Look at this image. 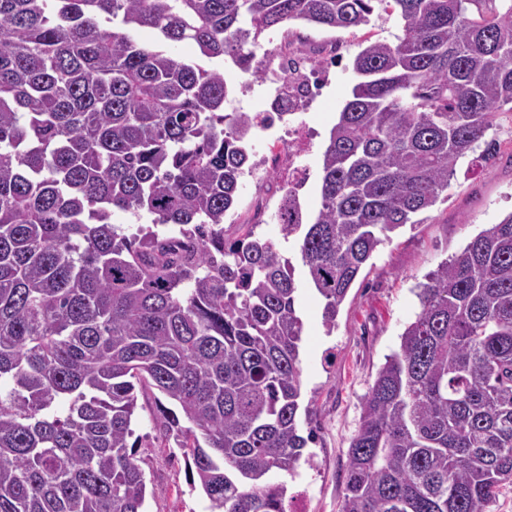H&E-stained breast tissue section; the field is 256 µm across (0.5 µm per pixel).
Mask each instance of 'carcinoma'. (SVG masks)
<instances>
[{"label": "carcinoma", "instance_id": "carcinoma-1", "mask_svg": "<svg viewBox=\"0 0 512 512\" xmlns=\"http://www.w3.org/2000/svg\"><path fill=\"white\" fill-rule=\"evenodd\" d=\"M397 15L355 56L293 223L327 329L374 251L448 190L512 112V0H0V512H143L129 443L150 387L211 512H287L299 434L295 268L224 229L255 112L224 72L262 36ZM146 214L127 235L114 212ZM421 310L363 403L340 512H482L512 479V213L421 285Z\"/></svg>", "mask_w": 512, "mask_h": 512}]
</instances>
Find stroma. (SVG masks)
Here are the masks:
<instances>
[{
	"label": "stroma",
	"mask_w": 512,
	"mask_h": 512,
	"mask_svg": "<svg viewBox=\"0 0 512 512\" xmlns=\"http://www.w3.org/2000/svg\"><path fill=\"white\" fill-rule=\"evenodd\" d=\"M280 33L304 50L319 52L332 44L343 48L330 84L305 114L318 132L315 151L306 159L311 178L303 215L310 219L320 199V153L357 82L353 59L366 42L395 41L401 28L395 18L384 16L349 30L292 21ZM489 135L496 142L493 157L483 159L478 146L461 158L446 199L425 213L423 223L399 229L373 253L341 305L334 329H326L323 303L308 287L304 268H297L296 309L304 325L300 421L302 431L314 438L294 475L285 479L288 512H339L349 447L362 424L364 399L420 310L416 286L474 236L512 213V112L498 113ZM282 179L277 167L266 170L259 181L242 179L239 204L229 221L254 225L256 235L274 240L284 257L295 260L298 247L283 239L274 218ZM157 397L151 390L139 393L133 423L136 458L148 486L146 512H208L205 495L189 481L182 448L163 426Z\"/></svg>",
	"instance_id": "stroma-1"
}]
</instances>
